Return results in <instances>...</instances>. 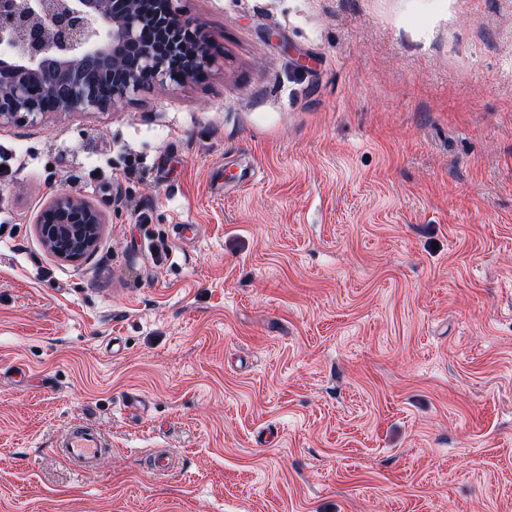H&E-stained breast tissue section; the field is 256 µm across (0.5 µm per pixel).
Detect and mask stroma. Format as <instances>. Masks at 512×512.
I'll use <instances>...</instances> for the list:
<instances>
[{"label": "stroma", "mask_w": 512, "mask_h": 512, "mask_svg": "<svg viewBox=\"0 0 512 512\" xmlns=\"http://www.w3.org/2000/svg\"><path fill=\"white\" fill-rule=\"evenodd\" d=\"M183 6L206 79L0 127V512H512V0ZM104 213L75 190L56 194L42 209L38 232L58 259L77 262L91 255L99 242ZM60 458L78 469L94 467L112 444L98 429L89 424L75 423L56 443Z\"/></svg>", "instance_id": "obj_1"}]
</instances>
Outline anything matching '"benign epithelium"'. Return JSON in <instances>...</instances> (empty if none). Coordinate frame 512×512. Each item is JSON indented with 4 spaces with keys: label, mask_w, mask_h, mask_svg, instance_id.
Masks as SVG:
<instances>
[{
    "label": "benign epithelium",
    "mask_w": 512,
    "mask_h": 512,
    "mask_svg": "<svg viewBox=\"0 0 512 512\" xmlns=\"http://www.w3.org/2000/svg\"><path fill=\"white\" fill-rule=\"evenodd\" d=\"M182 0H0V126L35 123L46 114L42 91L57 112H110L155 85H183L215 65L202 22ZM154 40L142 37L145 28ZM186 65L173 73L170 57ZM109 87L102 97L99 86ZM104 213L81 193L56 194L42 209L38 232L58 259L77 262L99 242Z\"/></svg>",
    "instance_id": "1"
}]
</instances>
